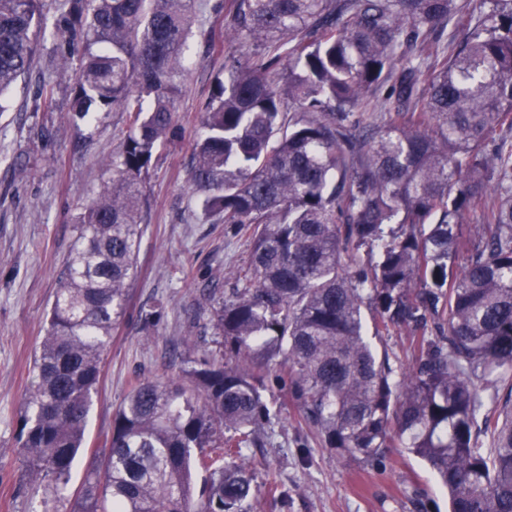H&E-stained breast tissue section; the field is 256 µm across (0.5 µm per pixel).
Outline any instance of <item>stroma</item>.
I'll use <instances>...</instances> for the list:
<instances>
[{
    "instance_id": "35a3bbf8",
    "label": "stroma",
    "mask_w": 512,
    "mask_h": 512,
    "mask_svg": "<svg viewBox=\"0 0 512 512\" xmlns=\"http://www.w3.org/2000/svg\"><path fill=\"white\" fill-rule=\"evenodd\" d=\"M224 0H208L198 16L213 30L204 47L191 38L188 74L176 80V135L161 150L144 182L148 227L131 282L125 317L112 334L99 391L60 512H69L94 468L104 432L128 387L139 380L174 379L185 356L212 346V332L194 313L208 289L227 291L245 267L250 245L228 224L206 220L187 184L198 116L214 82L224 75ZM69 85L61 83L52 108L36 106L15 91L0 112V512H44L43 485L35 482L17 451L20 409L34 358L48 328V311L60 274L77 238L75 218L107 181L103 162L127 131V117L110 112L100 121L74 125L68 118ZM158 308L156 325L141 314ZM251 461L253 512H415L420 494L427 512H447L448 499L429 469L389 450L374 469L342 459L299 430L286 411L268 431ZM276 477L282 496L268 493Z\"/></svg>"
}]
</instances>
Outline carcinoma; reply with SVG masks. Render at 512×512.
<instances>
[{
	"instance_id": "carcinoma-1",
	"label": "carcinoma",
	"mask_w": 512,
	"mask_h": 512,
	"mask_svg": "<svg viewBox=\"0 0 512 512\" xmlns=\"http://www.w3.org/2000/svg\"><path fill=\"white\" fill-rule=\"evenodd\" d=\"M0 0V112L49 35L73 122L124 112L23 399L19 453L58 503L175 124L200 0ZM228 52L189 186L250 243L201 307L215 349L135 383L71 512H247L245 448L283 406L341 458L426 464L448 512H512V0H224ZM428 83L420 84L422 72ZM480 224L468 238L459 226ZM374 336L403 334L404 358Z\"/></svg>"
}]
</instances>
